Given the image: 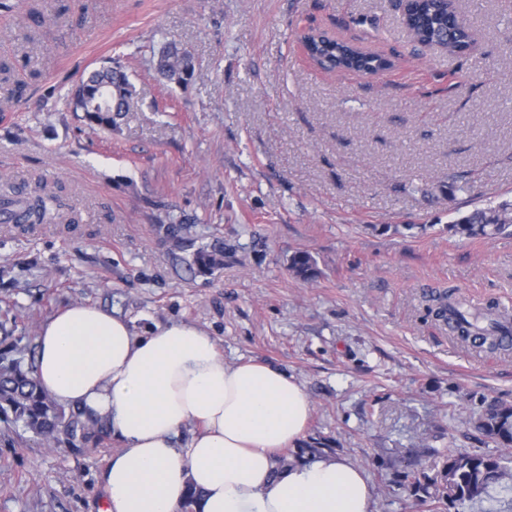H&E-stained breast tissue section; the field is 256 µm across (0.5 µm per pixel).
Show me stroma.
<instances>
[{"label": "stroma", "mask_w": 512, "mask_h": 512, "mask_svg": "<svg viewBox=\"0 0 512 512\" xmlns=\"http://www.w3.org/2000/svg\"><path fill=\"white\" fill-rule=\"evenodd\" d=\"M14 0L0 11V186L60 196L77 225L0 224V308L17 352L73 304L137 332L184 322L225 363L263 362L302 384V443L365 472L374 512H418L393 482L419 442L478 444L468 419L512 402V352L479 354L428 319L422 293L454 288L512 310V233L449 224L512 202V0H459L469 53L419 48L393 0ZM316 29L388 55L368 77L328 73ZM188 50L191 80L156 60ZM122 64L139 107L89 127L62 98ZM28 86L12 101L14 84ZM463 174L448 191V175ZM222 243L221 266L195 261ZM309 252L310 281L289 268ZM115 440L79 450L0 421V512H100ZM157 68L168 82L178 85L186 84L194 73L191 54L170 46L160 52Z\"/></svg>", "instance_id": "1"}]
</instances>
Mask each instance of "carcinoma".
I'll return each mask as SVG.
<instances>
[{"instance_id": "1", "label": "carcinoma", "mask_w": 512, "mask_h": 512, "mask_svg": "<svg viewBox=\"0 0 512 512\" xmlns=\"http://www.w3.org/2000/svg\"><path fill=\"white\" fill-rule=\"evenodd\" d=\"M402 24L409 30L416 45L439 44L459 54L470 46L469 28L457 23L454 0H411L398 3ZM307 54L327 61L342 70L366 72L385 66L386 60L365 53L351 45L319 35H309L304 42ZM157 68L174 84H186L193 76L194 66L189 52L176 47L164 48ZM63 103L74 112L84 113L92 128L112 130L136 106L133 86L122 66L113 64L95 71L83 80L78 99L67 94ZM58 197L50 195L31 201L32 223L55 224L61 219L55 210ZM512 227V203L480 209L448 225V231L461 238H491ZM290 270L303 280L317 274L316 264L307 252H296L290 259ZM435 306L428 308L435 319L448 326V331L462 343L473 347L496 349L500 342L495 332L508 314L493 315V307L481 314L489 326L474 330L470 311L452 295L444 292L432 296ZM0 416L24 432H30L47 445L65 436L73 447L103 441L109 430L106 424L85 417V412L58 404L37 382L34 370L22 360L0 355ZM474 429L496 443L498 450L457 448L453 442L443 449L427 450L429 463L408 459L397 472V486L429 512H460L466 504L484 500L491 490L512 491V403L494 400L482 403L470 419Z\"/></svg>"}]
</instances>
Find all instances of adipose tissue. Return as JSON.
Segmentation results:
<instances>
[{
  "label": "adipose tissue",
  "instance_id": "1",
  "mask_svg": "<svg viewBox=\"0 0 512 512\" xmlns=\"http://www.w3.org/2000/svg\"><path fill=\"white\" fill-rule=\"evenodd\" d=\"M35 377L61 405L106 423L120 449L104 473L105 512H373L371 487L348 460L279 467L311 414L302 385L264 363L228 366L215 340L184 323L134 333L85 304L58 311L36 336ZM194 423L198 432L181 440Z\"/></svg>",
  "mask_w": 512,
  "mask_h": 512
}]
</instances>
